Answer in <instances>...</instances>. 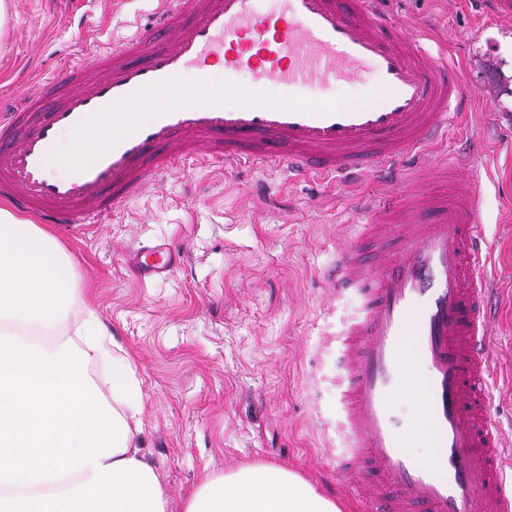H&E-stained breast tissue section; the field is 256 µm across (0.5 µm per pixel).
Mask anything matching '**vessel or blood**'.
Listing matches in <instances>:
<instances>
[{
  "mask_svg": "<svg viewBox=\"0 0 512 512\" xmlns=\"http://www.w3.org/2000/svg\"><path fill=\"white\" fill-rule=\"evenodd\" d=\"M379 0H156L149 28L97 51L93 65L68 60L34 77L22 100L0 109V197L44 224H98L125 210L150 180L194 160L230 169L272 164L288 176L350 184L356 172L390 173L389 191L369 206L361 237L344 238L329 287L361 298L336 336L343 414L341 485L360 512H512V478L493 413L494 341L489 323L490 250L479 217L473 157L458 160L465 193L439 197L411 179L448 109L466 88L442 72L410 27ZM223 62L249 68L256 86L242 98L183 91L188 69ZM373 67L372 105L342 108L277 96L280 88L330 77L353 81ZM182 90L171 106L167 96ZM154 101L150 121L129 109ZM111 142L91 160L75 156V178L47 170L59 130L90 134L104 119ZM179 255L161 243L131 250L144 279L166 278ZM413 343L436 461L409 454L395 417L414 367Z\"/></svg>",
  "mask_w": 512,
  "mask_h": 512,
  "instance_id": "vessel-or-blood-1",
  "label": "vessel or blood"
}]
</instances>
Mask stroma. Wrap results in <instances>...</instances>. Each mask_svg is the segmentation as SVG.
<instances>
[{"mask_svg":"<svg viewBox=\"0 0 512 512\" xmlns=\"http://www.w3.org/2000/svg\"><path fill=\"white\" fill-rule=\"evenodd\" d=\"M153 0H9L0 33V94L20 96L31 72L51 77L98 43L118 42L147 22ZM402 20L425 23V46L464 69L474 95L439 135L436 156L471 150L479 211L501 290L494 325L493 412L512 446V0H388ZM314 82L297 101L364 96L374 84ZM373 177L311 195L278 171L246 162L231 171L187 163L157 176L125 211L102 223L52 225L94 306L135 357L144 406L135 445L153 464L168 503L204 472L243 462L275 464L328 492L336 465V325L354 312L333 298L325 271L342 238L363 223L359 198L383 189ZM168 243L174 272L143 280L127 253Z\"/></svg>","mask_w":512,"mask_h":512,"instance_id":"35a3bbf8","label":"stroma"}]
</instances>
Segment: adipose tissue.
<instances>
[{"label":"adipose tissue","instance_id":"1","mask_svg":"<svg viewBox=\"0 0 512 512\" xmlns=\"http://www.w3.org/2000/svg\"><path fill=\"white\" fill-rule=\"evenodd\" d=\"M75 274L59 240L0 207V320L69 338L25 341L0 330V512H166L153 466L136 448L143 404L132 355L91 301L67 318ZM107 370L112 392L89 383ZM185 512H341L301 476L274 464L203 474Z\"/></svg>","mask_w":512,"mask_h":512}]
</instances>
